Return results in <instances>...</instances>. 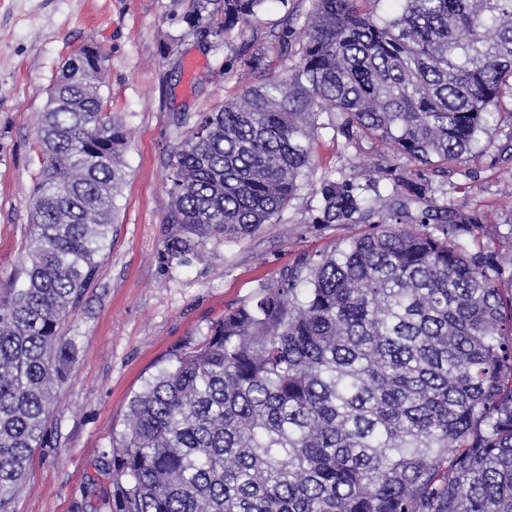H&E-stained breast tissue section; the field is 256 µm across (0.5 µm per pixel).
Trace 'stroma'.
Masks as SVG:
<instances>
[{"label": "stroma", "mask_w": 512, "mask_h": 512, "mask_svg": "<svg viewBox=\"0 0 512 512\" xmlns=\"http://www.w3.org/2000/svg\"><path fill=\"white\" fill-rule=\"evenodd\" d=\"M192 0H0V286L22 268L39 169L36 126L65 60L96 43L108 54L101 93L123 123L127 177L112 236L84 300L60 330L76 353L14 512H80L97 482L99 455L123 428L131 396L176 349L203 340L211 322L248 301L303 255L330 251L366 225L315 224L302 189L276 224L253 235L211 240L186 265L164 266L165 181L173 151L200 113L222 107L265 73L235 62L238 33L201 38L183 20ZM311 0H269L254 28L265 72L285 65L283 27L301 34ZM394 158L377 141L350 142L328 125L312 144L315 178L366 176ZM449 207L476 215L467 240L495 250L512 271V97H505L471 152L431 178Z\"/></svg>", "instance_id": "1"}]
</instances>
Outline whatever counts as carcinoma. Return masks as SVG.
Wrapping results in <instances>:
<instances>
[{"instance_id": "1", "label": "carcinoma", "mask_w": 512, "mask_h": 512, "mask_svg": "<svg viewBox=\"0 0 512 512\" xmlns=\"http://www.w3.org/2000/svg\"><path fill=\"white\" fill-rule=\"evenodd\" d=\"M268 0H194L190 30L227 35ZM312 0L299 55L200 116L167 176L168 266L275 224L305 186L314 224L370 231L305 255L178 349L134 393L101 452L107 512H512V293L477 219L402 165L313 180L324 113L434 173L470 151L512 91V0ZM253 39L235 59L262 68ZM75 55L36 128L26 258L0 290V512L43 447L75 351L60 327L107 247L126 178L124 126ZM388 195H382V190Z\"/></svg>"}]
</instances>
